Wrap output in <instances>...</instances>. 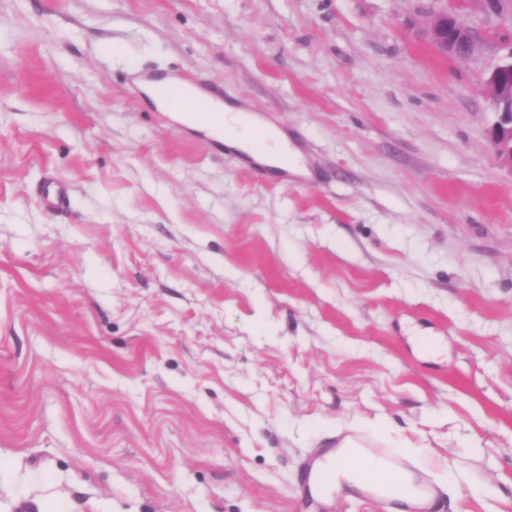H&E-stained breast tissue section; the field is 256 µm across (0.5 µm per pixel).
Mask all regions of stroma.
<instances>
[{
	"mask_svg": "<svg viewBox=\"0 0 512 512\" xmlns=\"http://www.w3.org/2000/svg\"><path fill=\"white\" fill-rule=\"evenodd\" d=\"M0 0V512H391L301 471L385 425L512 512V0ZM281 130L262 166L147 78ZM68 206L44 209L47 180ZM454 15L448 12V9L434 12L428 36L433 45L441 52L465 57L474 51L476 40L470 30L458 23ZM487 79L496 115L488 131V142L499 161L512 169V45ZM162 83L170 86L171 84H173V81L170 79H166ZM171 86L180 87V90L184 94H186L190 97L182 99V102L180 105L171 107L159 97L157 89H156V85H154V87L152 89H149V92L153 96L156 104L160 108L166 109L169 112H174L175 119L183 124L187 123L190 125H197L202 128H209L211 130V133L214 134L216 137H218L217 135L222 134V132H223L222 130L217 129V128L212 127L207 124H203L201 121H199L196 118L194 112L197 109V100L200 99L201 96L197 94L195 89L190 88V87H187L188 88L187 89L182 84H180L179 86H177V85H171Z\"/></svg>",
	"mask_w": 512,
	"mask_h": 512,
	"instance_id": "stroma-1",
	"label": "stroma"
}]
</instances>
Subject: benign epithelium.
Returning <instances> with one entry per match:
<instances>
[{
    "mask_svg": "<svg viewBox=\"0 0 512 512\" xmlns=\"http://www.w3.org/2000/svg\"><path fill=\"white\" fill-rule=\"evenodd\" d=\"M428 36L435 47L457 57L470 55L476 45L474 35L446 9L434 12ZM496 120L488 131L489 145L499 161L512 168V46L490 71Z\"/></svg>",
    "mask_w": 512,
    "mask_h": 512,
    "instance_id": "obj_1",
    "label": "benign epithelium"
}]
</instances>
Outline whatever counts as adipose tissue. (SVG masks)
<instances>
[{
    "mask_svg": "<svg viewBox=\"0 0 512 512\" xmlns=\"http://www.w3.org/2000/svg\"><path fill=\"white\" fill-rule=\"evenodd\" d=\"M220 110L224 117V140L230 146L252 152L258 161L270 166L279 165L282 156L288 154V141L281 133H269L264 145L255 147V126L243 111L227 104L221 105ZM348 444V438H341L335 448L315 456L309 480L315 495L327 499L342 490L367 492L393 503V512H414L429 498V491L414 471L404 469L394 476L379 460H349L345 453Z\"/></svg>",
    "mask_w": 512,
    "mask_h": 512,
    "instance_id": "ef3b65f1",
    "label": "adipose tissue"
}]
</instances>
